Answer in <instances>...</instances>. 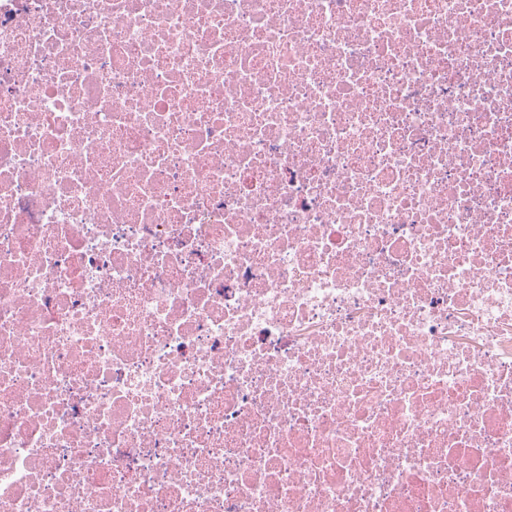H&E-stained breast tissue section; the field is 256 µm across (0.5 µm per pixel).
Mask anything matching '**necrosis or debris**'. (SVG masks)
I'll return each mask as SVG.
<instances>
[{
    "instance_id": "necrosis-or-debris-1",
    "label": "necrosis or debris",
    "mask_w": 512,
    "mask_h": 512,
    "mask_svg": "<svg viewBox=\"0 0 512 512\" xmlns=\"http://www.w3.org/2000/svg\"><path fill=\"white\" fill-rule=\"evenodd\" d=\"M0 512H512V0H0Z\"/></svg>"
}]
</instances>
